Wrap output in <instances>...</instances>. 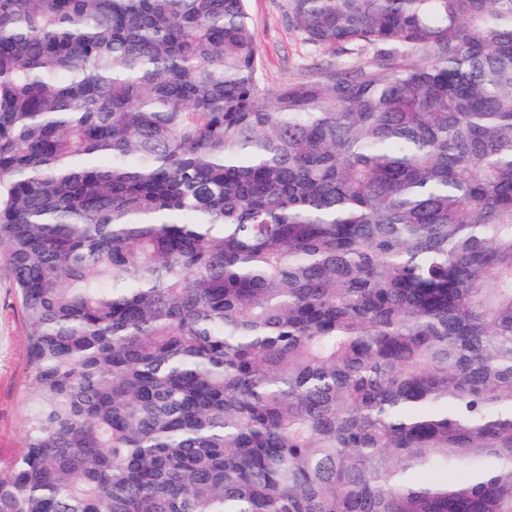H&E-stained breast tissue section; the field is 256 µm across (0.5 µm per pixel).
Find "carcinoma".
<instances>
[{"label": "carcinoma", "mask_w": 512, "mask_h": 512, "mask_svg": "<svg viewBox=\"0 0 512 512\" xmlns=\"http://www.w3.org/2000/svg\"><path fill=\"white\" fill-rule=\"evenodd\" d=\"M288 11L0 0V512H512V0ZM256 40L261 48V82L267 89L318 75L329 65L363 63L375 54L364 48L350 54L341 47L305 43L288 15V0H248ZM29 326L0 248V469L21 452L33 392L26 377Z\"/></svg>", "instance_id": "obj_1"}]
</instances>
